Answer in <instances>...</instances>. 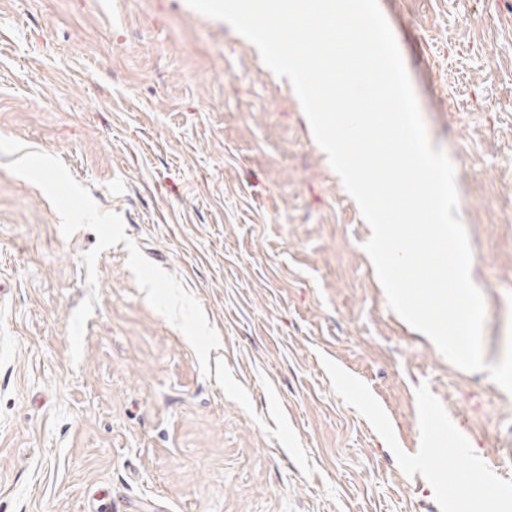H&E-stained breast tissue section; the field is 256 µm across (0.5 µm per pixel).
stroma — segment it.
Segmentation results:
<instances>
[{"label":"stroma","mask_w":512,"mask_h":512,"mask_svg":"<svg viewBox=\"0 0 512 512\" xmlns=\"http://www.w3.org/2000/svg\"><path fill=\"white\" fill-rule=\"evenodd\" d=\"M512 331V0H378ZM287 79L186 0H0V512H453L512 396L388 306Z\"/></svg>","instance_id":"stroma-1"}]
</instances>
